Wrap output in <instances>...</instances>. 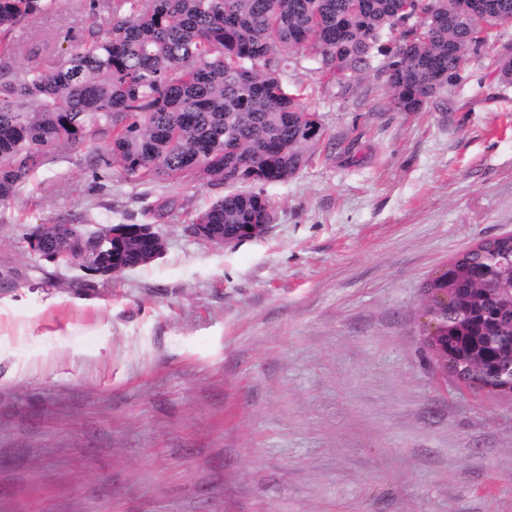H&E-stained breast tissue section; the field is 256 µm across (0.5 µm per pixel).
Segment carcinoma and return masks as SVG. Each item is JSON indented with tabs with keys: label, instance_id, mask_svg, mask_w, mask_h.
I'll list each match as a JSON object with an SVG mask.
<instances>
[{
	"label": "carcinoma",
	"instance_id": "carcinoma-1",
	"mask_svg": "<svg viewBox=\"0 0 512 512\" xmlns=\"http://www.w3.org/2000/svg\"><path fill=\"white\" fill-rule=\"evenodd\" d=\"M118 0L112 27L79 50H56L46 38L19 49L13 31L51 8V0H0V203L19 194L46 151L86 140L105 141L101 161L142 183L166 178L222 186L230 173H256L279 183L309 160L319 124L308 92L286 82L291 53L304 51L330 73L369 61L383 35L419 12L432 15L419 36L395 45L386 83L400 112H418L459 80L482 45L474 27H498L512 0ZM23 54L16 69L10 61ZM260 192L224 193L191 220L234 233L245 224H272ZM512 264V242L487 241L451 263L455 289L448 343L469 349L463 335L482 336L490 352L512 348V303L493 285ZM474 389L495 388L509 370L456 361Z\"/></svg>",
	"mask_w": 512,
	"mask_h": 512
}]
</instances>
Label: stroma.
Returning a JSON list of instances; mask_svg holds the SVG:
<instances>
[{
	"label": "stroma",
	"instance_id": "stroma-1",
	"mask_svg": "<svg viewBox=\"0 0 512 512\" xmlns=\"http://www.w3.org/2000/svg\"><path fill=\"white\" fill-rule=\"evenodd\" d=\"M68 0L20 44L111 27ZM512 24L419 112L377 53L288 82L325 136L264 185L277 219L228 246L186 230L219 187L46 152L0 204V512H512V396L439 376L425 283L512 232ZM171 210H163V203ZM153 224L164 255L118 277L30 253L39 224Z\"/></svg>",
	"mask_w": 512,
	"mask_h": 512
}]
</instances>
